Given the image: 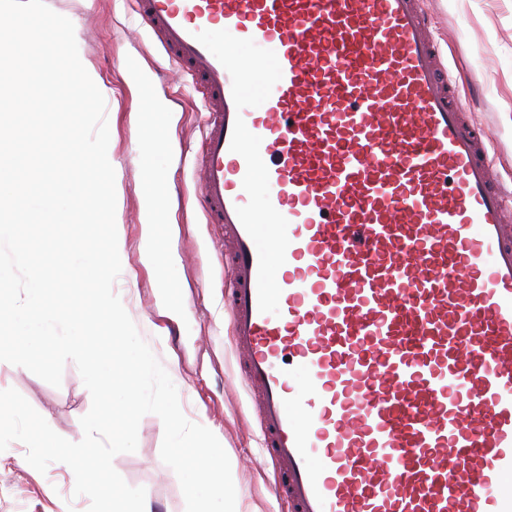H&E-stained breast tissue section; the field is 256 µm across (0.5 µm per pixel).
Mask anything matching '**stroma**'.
Instances as JSON below:
<instances>
[{
	"mask_svg": "<svg viewBox=\"0 0 512 512\" xmlns=\"http://www.w3.org/2000/svg\"><path fill=\"white\" fill-rule=\"evenodd\" d=\"M74 25L78 53L107 87L104 95L116 189V227L122 270L113 285L139 335L175 384L181 409L210 429L225 449L241 512H286L271 487L270 470L255 468L260 437L249 396L238 376L223 306L224 245L202 213L186 208L196 177L191 155L204 117L197 93L174 68L149 84L133 79L129 61L150 66L158 48L123 0H46ZM429 20L461 98H477L475 114L491 144L497 179L512 192V0H430ZM177 101L162 129L145 126L150 99ZM167 185L165 208L150 220L144 197L148 171ZM16 389L65 439L83 437L92 404L74 362L60 386L0 361V391ZM163 424L145 415L135 452L114 457L125 482L146 490L153 512H185L174 471L161 459ZM27 448L13 442L0 452V512H88L74 496L75 478L55 462L39 473Z\"/></svg>",
	"mask_w": 512,
	"mask_h": 512,
	"instance_id": "1",
	"label": "stroma"
}]
</instances>
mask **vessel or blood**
I'll use <instances>...</instances> for the list:
<instances>
[{"mask_svg":"<svg viewBox=\"0 0 512 512\" xmlns=\"http://www.w3.org/2000/svg\"><path fill=\"white\" fill-rule=\"evenodd\" d=\"M126 3L201 96L196 201L276 500L512 512V210L426 0Z\"/></svg>","mask_w":512,"mask_h":512,"instance_id":"vessel-or-blood-1","label":"vessel or blood"}]
</instances>
